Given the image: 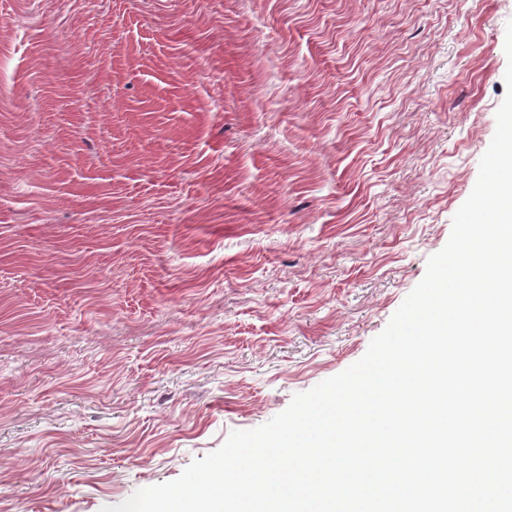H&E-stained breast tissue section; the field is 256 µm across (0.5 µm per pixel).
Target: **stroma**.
<instances>
[{
  "instance_id": "35a3bbf8",
  "label": "stroma",
  "mask_w": 512,
  "mask_h": 512,
  "mask_svg": "<svg viewBox=\"0 0 512 512\" xmlns=\"http://www.w3.org/2000/svg\"><path fill=\"white\" fill-rule=\"evenodd\" d=\"M512 0H0V512H101L358 361L496 130Z\"/></svg>"
}]
</instances>
